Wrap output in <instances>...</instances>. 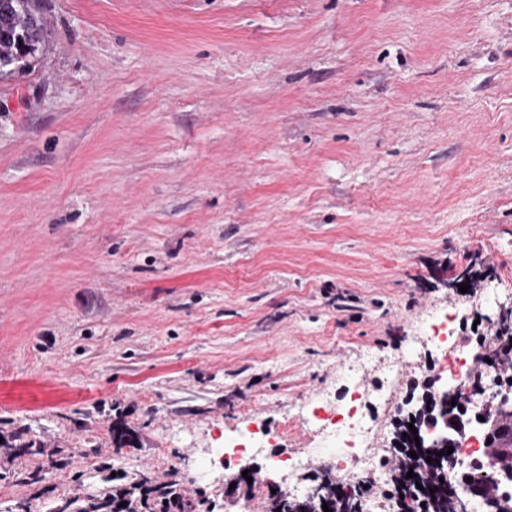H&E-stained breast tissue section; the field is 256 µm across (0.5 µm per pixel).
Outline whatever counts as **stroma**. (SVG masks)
Wrapping results in <instances>:
<instances>
[{
  "label": "stroma",
  "instance_id": "stroma-1",
  "mask_svg": "<svg viewBox=\"0 0 512 512\" xmlns=\"http://www.w3.org/2000/svg\"><path fill=\"white\" fill-rule=\"evenodd\" d=\"M0 76V512L179 482L192 512L315 486L190 474L468 299L512 304V0H39ZM35 443L36 453L23 452ZM46 467L41 484L24 472Z\"/></svg>",
  "mask_w": 512,
  "mask_h": 512
}]
</instances>
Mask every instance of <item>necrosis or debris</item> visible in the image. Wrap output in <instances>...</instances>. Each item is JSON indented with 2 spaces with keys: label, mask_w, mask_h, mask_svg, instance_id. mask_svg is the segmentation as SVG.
Returning <instances> with one entry per match:
<instances>
[{
  "label": "necrosis or debris",
  "mask_w": 512,
  "mask_h": 512,
  "mask_svg": "<svg viewBox=\"0 0 512 512\" xmlns=\"http://www.w3.org/2000/svg\"><path fill=\"white\" fill-rule=\"evenodd\" d=\"M500 291L485 289L467 309L441 312L423 323L415 335L406 337V349L390 358L377 351H363L350 363L339 364L337 374L341 392L328 391L316 395L310 402L297 406L283 418L284 427L296 424L312 425L316 435L309 447L285 452L279 450L280 432L268 429L251 415H244L242 425L234 432L221 434L210 448L208 458L196 469L192 478L205 482L225 463L252 458L269 452L272 468H288L298 472L305 466L326 467L337 483L355 490L362 489L360 512H393L388 497L379 492L365 491V483L384 480L388 457L376 446V422L379 412L402 411L404 400L398 394V384L408 365L413 349L426 348L433 352L432 370L439 392L460 389L467 409L464 436L456 448L459 467L470 480L457 483L461 495L467 496L470 512H490L489 506L470 493L472 484L492 480L501 494L512 497V474L499 470L485 454L486 426L481 417L489 406L512 407V384L497 370L486 369L482 379H475L474 366L480 354L492 345V338L472 343L462 339L457 321L463 312H478L496 302ZM375 376L373 387L366 388L361 380Z\"/></svg>",
  "instance_id": "1"
}]
</instances>
